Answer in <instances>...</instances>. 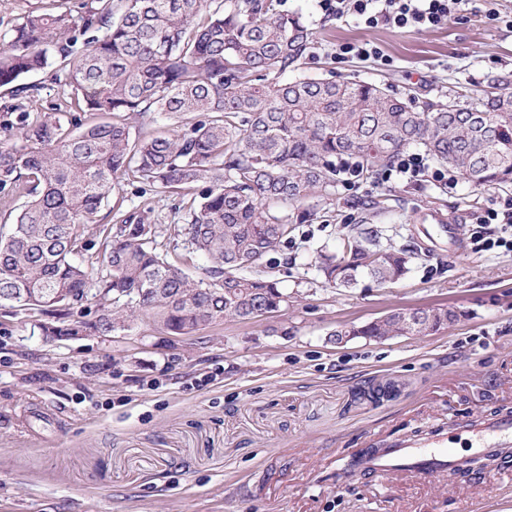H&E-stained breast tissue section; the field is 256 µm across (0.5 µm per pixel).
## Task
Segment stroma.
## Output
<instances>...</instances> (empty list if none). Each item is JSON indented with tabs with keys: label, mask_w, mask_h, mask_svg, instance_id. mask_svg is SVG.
I'll return each instance as SVG.
<instances>
[{
	"label": "stroma",
	"mask_w": 512,
	"mask_h": 512,
	"mask_svg": "<svg viewBox=\"0 0 512 512\" xmlns=\"http://www.w3.org/2000/svg\"><path fill=\"white\" fill-rule=\"evenodd\" d=\"M313 29L303 76L364 80L397 97L480 96L512 81V30L473 0L461 18L416 32L330 21L313 0H286ZM370 41L384 61L337 62L340 44ZM512 186L448 188L364 175L337 184L325 214L301 224L268 276L288 304L267 318L223 319L171 336L147 318L109 336H43L44 314L0 301V512H512V472L467 477L348 470L370 441H392L512 403V251L475 250L470 226ZM177 201L128 187L124 209L149 210L169 260L188 255ZM381 247L413 251L409 272L381 287L360 277L333 288L313 266L355 224ZM430 224L458 227V248L432 243ZM452 306L459 321L434 335L331 342L397 308ZM396 382L397 398L361 392Z\"/></svg>",
	"instance_id": "obj_1"
}]
</instances>
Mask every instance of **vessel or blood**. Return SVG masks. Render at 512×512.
<instances>
[{
  "mask_svg": "<svg viewBox=\"0 0 512 512\" xmlns=\"http://www.w3.org/2000/svg\"><path fill=\"white\" fill-rule=\"evenodd\" d=\"M471 456L495 457L498 469L512 471V412L478 418L451 415L447 425L362 453L355 474L361 477L410 471L428 477L450 476Z\"/></svg>",
  "mask_w": 512,
  "mask_h": 512,
  "instance_id": "obj_1",
  "label": "vessel or blood"
}]
</instances>
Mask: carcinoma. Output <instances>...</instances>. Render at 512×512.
<instances>
[{
    "mask_svg": "<svg viewBox=\"0 0 512 512\" xmlns=\"http://www.w3.org/2000/svg\"><path fill=\"white\" fill-rule=\"evenodd\" d=\"M285 0H90L75 13L66 0L0 34V87L32 99L22 79L48 67L67 96V121L35 110L0 123V203H25L0 233V300L46 299L51 335L68 336L69 310L112 301L84 330L107 336L140 312L174 336L224 318L254 320V305L287 304L258 269L281 251L310 202L335 194L338 164L364 173L417 147L475 188L512 185V88L496 81L470 103L436 101L417 109L366 81L286 76L311 56L315 33ZM157 112L167 129L133 132L128 119ZM100 120L90 125L82 115ZM193 115L184 122V116ZM138 183L180 197L190 253L210 266L194 278L156 243L146 211L122 212L124 187ZM118 222L102 225L96 261L76 262L85 226L107 203ZM412 253L382 248L354 228L341 253L319 250L325 283L350 288L408 271Z\"/></svg>",
    "mask_w": 512,
    "mask_h": 512,
    "instance_id": "1",
    "label": "carcinoma"
}]
</instances>
